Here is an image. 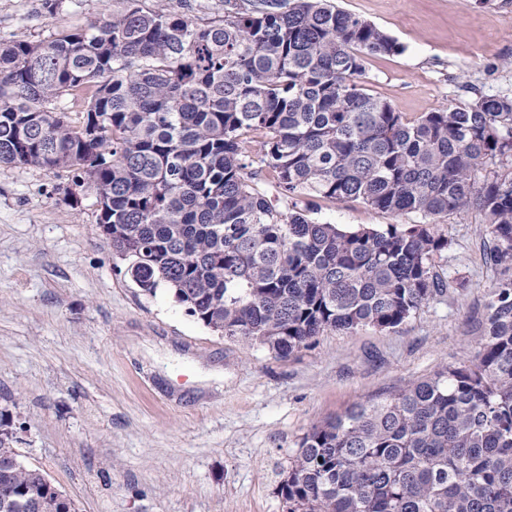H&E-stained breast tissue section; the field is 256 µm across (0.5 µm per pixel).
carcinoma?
<instances>
[{
	"instance_id": "obj_1",
	"label": "carcinoma",
	"mask_w": 512,
	"mask_h": 512,
	"mask_svg": "<svg viewBox=\"0 0 512 512\" xmlns=\"http://www.w3.org/2000/svg\"><path fill=\"white\" fill-rule=\"evenodd\" d=\"M140 2L0 42V165L68 172L143 292L281 356L443 295L433 224L476 206L502 275L479 349L314 427L278 493L287 512H512V96L404 118L362 81L400 45L333 0H216L201 21ZM315 200L421 222L347 229ZM15 443L0 429V512H77Z\"/></svg>"
}]
</instances>
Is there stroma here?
<instances>
[{"label":"stroma","mask_w":512,"mask_h":512,"mask_svg":"<svg viewBox=\"0 0 512 512\" xmlns=\"http://www.w3.org/2000/svg\"><path fill=\"white\" fill-rule=\"evenodd\" d=\"M401 47L367 57L365 86L404 118L512 94V0H337ZM119 0H0V41H36ZM66 173L0 167V416L24 462L79 512H286L280 472L313 427L468 360L498 280L476 210L439 218L447 282L399 327L325 331L282 358L211 332L167 289L147 295L97 224L95 195L63 201ZM345 227L413 224L357 201Z\"/></svg>","instance_id":"1"}]
</instances>
